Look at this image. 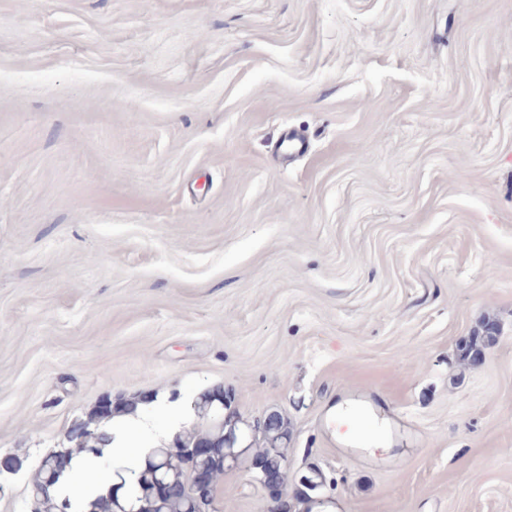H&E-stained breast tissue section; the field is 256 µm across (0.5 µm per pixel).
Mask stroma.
<instances>
[{
	"label": "stroma",
	"mask_w": 512,
	"mask_h": 512,
	"mask_svg": "<svg viewBox=\"0 0 512 512\" xmlns=\"http://www.w3.org/2000/svg\"><path fill=\"white\" fill-rule=\"evenodd\" d=\"M215 386L329 512H512V0H0V512ZM496 332L497 330L494 325H484L480 336H474L471 340L462 345L461 352L463 358L471 359L472 361L480 360L484 349L495 340ZM154 403V402H153ZM151 403V404H153ZM135 406L131 412L116 416L123 412V407L128 409L130 403L128 401L112 402V410L104 412L100 408V402L89 414L87 421H82L85 433L82 437L70 441L74 447L64 448L67 457L66 469L55 474L54 479L51 481L52 488L46 489L47 470L45 463L55 456V451L47 454L43 459L44 463L39 464L37 474L32 482L31 493L35 494L37 499L36 512H71V503L69 499H58L53 494L54 487L60 482L66 474H71L76 471L79 462L88 456L102 457L104 451L111 444L112 451L116 454H126L131 448L137 436L147 431L148 425L142 420L143 408L151 405ZM115 416V417H114ZM113 417V418H112ZM112 420V430L110 433L114 439L105 430L99 426L102 423ZM95 424L98 427L92 429L91 425ZM112 441V442H111Z\"/></svg>",
	"instance_id": "35a3bbf8"
}]
</instances>
